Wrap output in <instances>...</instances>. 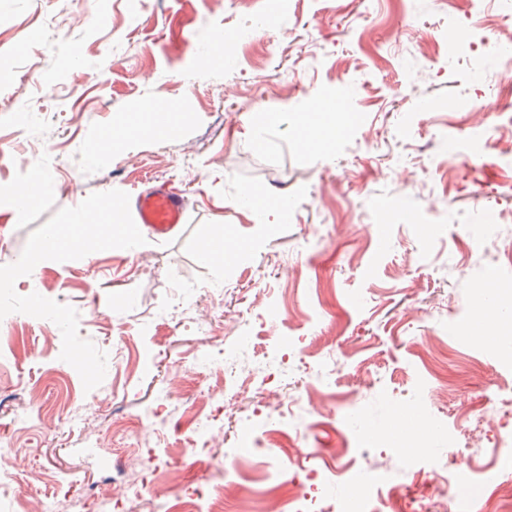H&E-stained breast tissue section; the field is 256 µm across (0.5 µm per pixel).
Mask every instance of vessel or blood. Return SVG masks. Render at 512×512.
<instances>
[{
  "label": "vessel or blood",
  "instance_id": "vessel-or-blood-1",
  "mask_svg": "<svg viewBox=\"0 0 512 512\" xmlns=\"http://www.w3.org/2000/svg\"><path fill=\"white\" fill-rule=\"evenodd\" d=\"M138 229L158 236L170 235L185 219V200L168 184L139 193L135 201Z\"/></svg>",
  "mask_w": 512,
  "mask_h": 512
}]
</instances>
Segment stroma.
<instances>
[{
    "label": "stroma",
    "instance_id": "stroma-1",
    "mask_svg": "<svg viewBox=\"0 0 512 512\" xmlns=\"http://www.w3.org/2000/svg\"><path fill=\"white\" fill-rule=\"evenodd\" d=\"M267 4L0 0V265L94 192L133 197L165 182L187 205L184 224L144 251L53 261L22 286L74 307L100 350L123 345L99 387L85 391L61 360L55 323L0 320V436L20 449L0 469L18 470L35 497L62 478L73 495L105 481L122 497L128 463L155 474L127 512H175L190 485L224 512H292L293 484L268 471L292 452L319 470L377 461L382 439L352 443L354 420L373 431L410 412L431 447L455 443L474 466L500 429L512 434V357L454 333L474 318L479 283L512 285L496 248L512 235V118L490 108L512 86L498 60L512 15L498 0L468 16L439 0H289L229 64L203 60L216 32L247 29ZM316 94L357 115L327 156L294 135V113ZM159 100L187 112L177 135L86 166L117 115ZM258 112L269 115L259 130ZM34 162L56 189L12 219L8 190ZM245 190L287 196V216L239 210ZM220 225L245 244L224 266L197 251ZM227 355L230 379L210 367ZM218 391L225 410L197 466L180 419ZM157 400L166 411L153 418ZM73 410L83 422L68 423ZM386 466L374 512H443L429 481L444 462L404 453Z\"/></svg>",
    "mask_w": 512,
    "mask_h": 512
}]
</instances>
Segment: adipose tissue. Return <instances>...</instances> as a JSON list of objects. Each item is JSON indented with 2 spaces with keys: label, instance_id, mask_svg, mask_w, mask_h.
I'll use <instances>...</instances> for the list:
<instances>
[{
  "label": "adipose tissue",
  "instance_id": "ef3b65f1",
  "mask_svg": "<svg viewBox=\"0 0 512 512\" xmlns=\"http://www.w3.org/2000/svg\"><path fill=\"white\" fill-rule=\"evenodd\" d=\"M185 118V113L168 112L160 106L151 112L119 115L112 126L89 146L86 162L96 168L109 165L116 147L142 137L163 140L174 136ZM354 119V114L343 111L334 100L316 96L307 111L295 116V136L304 149L324 155L331 151L343 127ZM477 293L480 297V321L466 325L467 337L481 345L501 346L512 342V317L502 311L506 287L489 279L478 285Z\"/></svg>",
  "mask_w": 512,
  "mask_h": 512
}]
</instances>
